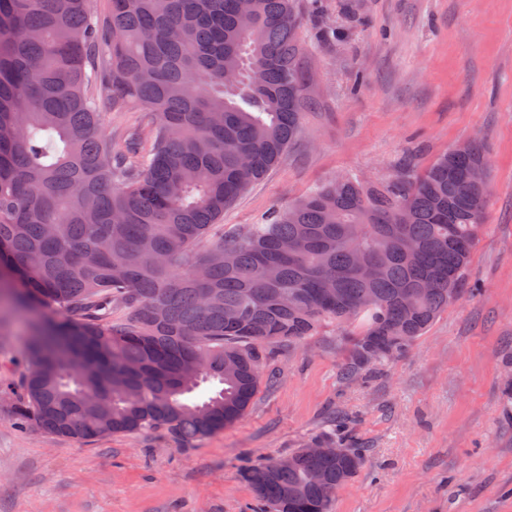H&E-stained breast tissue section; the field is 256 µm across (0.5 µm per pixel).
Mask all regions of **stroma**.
<instances>
[{"label":"stroma","mask_w":512,"mask_h":512,"mask_svg":"<svg viewBox=\"0 0 512 512\" xmlns=\"http://www.w3.org/2000/svg\"><path fill=\"white\" fill-rule=\"evenodd\" d=\"M313 75L301 134L224 213L242 229L352 174L375 184L478 141L484 228L466 291L406 354L344 377L335 327L272 347L246 413L182 445L19 430L0 397V512H256L247 466L319 434L363 450L330 512H512V0H301ZM33 315L0 302V387H19Z\"/></svg>","instance_id":"1"}]
</instances>
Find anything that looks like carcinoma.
Segmentation results:
<instances>
[{
	"instance_id": "obj_1",
	"label": "carcinoma",
	"mask_w": 512,
	"mask_h": 512,
	"mask_svg": "<svg viewBox=\"0 0 512 512\" xmlns=\"http://www.w3.org/2000/svg\"><path fill=\"white\" fill-rule=\"evenodd\" d=\"M110 2L100 18L92 0H0V288L39 316L15 421L188 443L246 412L272 344L334 324L349 377L409 351L463 291L480 146L407 180L343 175L214 235L309 103L298 0ZM133 104L147 122L125 144L103 110ZM324 441L344 459L299 448L246 471L260 512H329L363 454Z\"/></svg>"
}]
</instances>
